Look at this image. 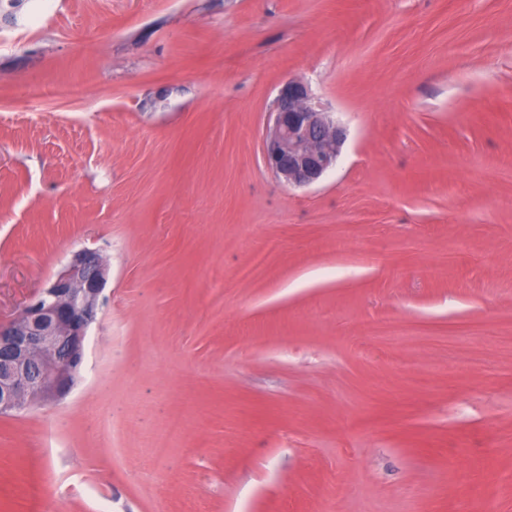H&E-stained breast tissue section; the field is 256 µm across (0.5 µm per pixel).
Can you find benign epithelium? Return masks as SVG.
Returning <instances> with one entry per match:
<instances>
[{"mask_svg":"<svg viewBox=\"0 0 512 512\" xmlns=\"http://www.w3.org/2000/svg\"><path fill=\"white\" fill-rule=\"evenodd\" d=\"M345 138L309 85L290 80L266 127L264 161L288 186L309 187L336 164ZM109 270L99 251L79 249L13 318L0 322V417L51 402L74 385Z\"/></svg>","mask_w":512,"mask_h":512,"instance_id":"7a95c632","label":"benign epithelium"}]
</instances>
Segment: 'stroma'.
Segmentation results:
<instances>
[{
    "mask_svg": "<svg viewBox=\"0 0 512 512\" xmlns=\"http://www.w3.org/2000/svg\"><path fill=\"white\" fill-rule=\"evenodd\" d=\"M291 79L347 130L301 189ZM84 247L106 302L0 417V512H512V0L0 6V320ZM271 114L264 136L266 166L289 187L319 182L336 164L345 129L301 81L282 85ZM377 335L386 338L392 343L404 340L407 336H417L421 331L413 325L407 323L389 322L377 330Z\"/></svg>",
    "mask_w": 512,
    "mask_h": 512,
    "instance_id": "stroma-1",
    "label": "stroma"
}]
</instances>
